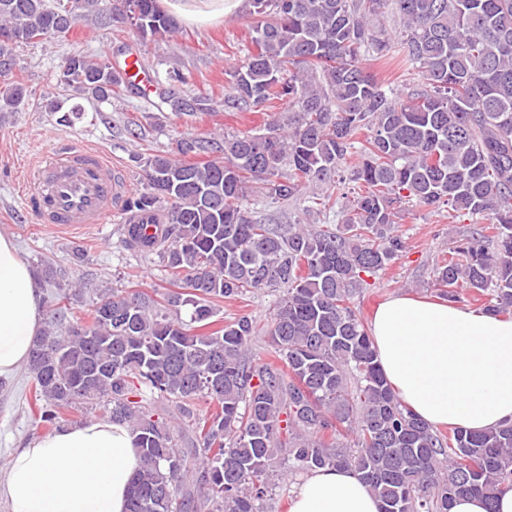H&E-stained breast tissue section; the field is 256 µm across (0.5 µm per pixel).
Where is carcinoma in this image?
<instances>
[{
	"mask_svg": "<svg viewBox=\"0 0 512 512\" xmlns=\"http://www.w3.org/2000/svg\"><path fill=\"white\" fill-rule=\"evenodd\" d=\"M98 0H0V62L15 48L60 37L76 10ZM256 52L232 72L227 109L282 102L261 134L182 137L187 163L154 155L149 192L130 205L166 211L164 240L147 224L128 235L157 254L171 287L154 299L99 289L89 320L54 323L35 340L27 369L43 421L98 405L135 435L142 466L130 482L127 512H264L274 464L309 473L353 469L382 512H450L461 494L495 512L512 491V423L443 435L405 409L388 385L368 325L354 306L374 274L398 258L395 224L404 204L448 207L457 221H486L466 232L433 268L448 301L466 287L484 310L512 313V0H246ZM391 13L397 42L369 27ZM127 21L144 39L169 36L175 19L157 0H124L101 24ZM400 56L421 69L425 88L403 100L363 67V54ZM58 82L95 99L121 85L112 64L76 52ZM31 96L17 81L0 88V112ZM176 112L211 110L210 98L168 96ZM358 183L351 199L316 197L343 171ZM279 200L303 195L340 223L261 224L248 183ZM284 288L269 328L283 363L254 362L255 335L243 315L211 329L217 303ZM166 401L188 418L210 405L192 430L203 470L187 484V455L174 428L156 415ZM353 432L352 443L339 437Z\"/></svg>",
	"mask_w": 512,
	"mask_h": 512,
	"instance_id": "carcinoma-1",
	"label": "carcinoma"
}]
</instances>
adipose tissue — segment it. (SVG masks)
<instances>
[{
	"label": "adipose tissue",
	"instance_id": "obj_1",
	"mask_svg": "<svg viewBox=\"0 0 512 512\" xmlns=\"http://www.w3.org/2000/svg\"><path fill=\"white\" fill-rule=\"evenodd\" d=\"M196 26L219 22L244 0H159ZM42 320V293L12 237L0 233V377L28 360ZM381 370L401 404L431 427L482 431L512 423V318L445 301L397 296L370 327ZM142 459L135 437L108 419L43 435L13 453L0 480L10 512H125ZM288 512H381L350 469L311 472Z\"/></svg>",
	"mask_w": 512,
	"mask_h": 512
}]
</instances>
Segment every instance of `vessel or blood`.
Listing matches in <instances>:
<instances>
[{"instance_id": "obj_1", "label": "vessel or blood", "mask_w": 512, "mask_h": 512, "mask_svg": "<svg viewBox=\"0 0 512 512\" xmlns=\"http://www.w3.org/2000/svg\"><path fill=\"white\" fill-rule=\"evenodd\" d=\"M121 80L138 88L150 84L151 77L140 55L131 53L116 64ZM126 184L116 167L96 150H72L64 159L45 164L39 187L27 198L33 219L40 224L61 227L108 224L122 213L124 224L134 218L126 212L123 196Z\"/></svg>"}]
</instances>
